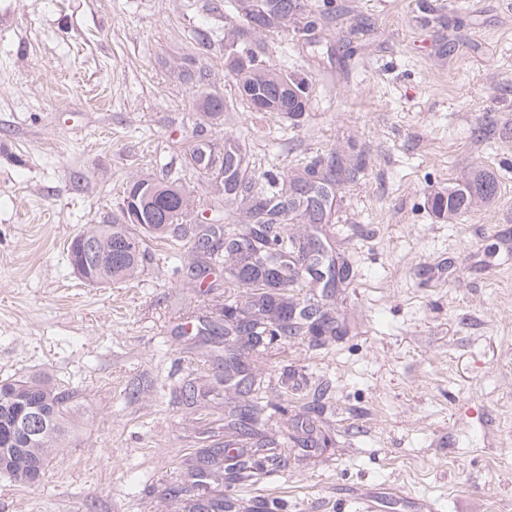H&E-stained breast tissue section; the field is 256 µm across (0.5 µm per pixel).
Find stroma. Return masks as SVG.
Returning <instances> with one entry per match:
<instances>
[{"mask_svg":"<svg viewBox=\"0 0 512 512\" xmlns=\"http://www.w3.org/2000/svg\"><path fill=\"white\" fill-rule=\"evenodd\" d=\"M251 2L0 0V379L79 401L40 484L0 476V512H187L166 489L210 448L254 463L210 481L226 512H512V0H303L260 39ZM235 58L305 79V110H251ZM314 170L322 210L277 248L331 267L284 297L333 329L238 333L224 261L191 278L200 239L260 243L251 205ZM478 171L493 200L434 210ZM140 177L183 189V228L90 285L69 244ZM462 185L457 183L448 187V197L438 196L435 207L441 213H448V216L463 214L468 211V203L461 209L463 198L457 192Z\"/></svg>","mask_w":512,"mask_h":512,"instance_id":"35a3bbf8","label":"stroma"}]
</instances>
